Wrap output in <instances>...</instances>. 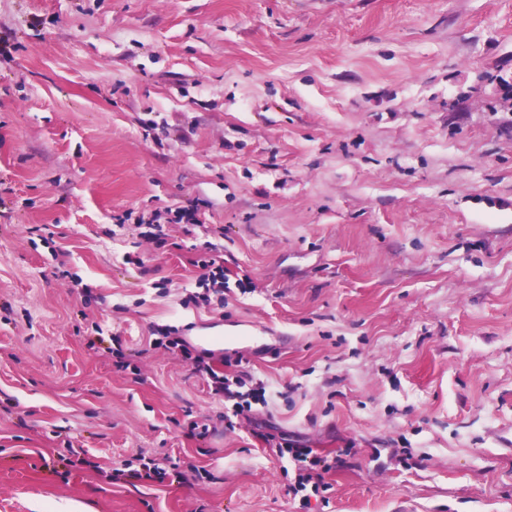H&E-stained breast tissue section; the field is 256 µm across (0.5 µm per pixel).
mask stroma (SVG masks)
<instances>
[{
  "label": "stroma",
  "instance_id": "stroma-1",
  "mask_svg": "<svg viewBox=\"0 0 512 512\" xmlns=\"http://www.w3.org/2000/svg\"><path fill=\"white\" fill-rule=\"evenodd\" d=\"M0 39V512H512V0H0ZM170 329L268 409L226 431ZM141 455L194 472L110 480ZM201 267L208 270L199 282V287H206V293L201 296V300L206 304H210V292L219 295L220 306L224 305V291L228 290L227 281L224 275V266L216 265V259L201 261ZM263 440L275 448L276 455L281 459L288 458L298 470L297 479L294 485L289 486L288 492L294 499L300 495L302 505L307 506L312 495L317 496L320 492L326 491V484L323 482V473L333 468L327 458L315 453L312 448H300L296 443L285 437H280L277 442L274 435L264 436Z\"/></svg>",
  "mask_w": 512,
  "mask_h": 512
}]
</instances>
